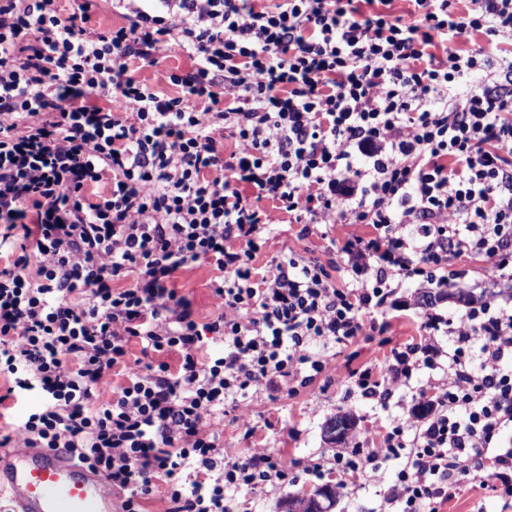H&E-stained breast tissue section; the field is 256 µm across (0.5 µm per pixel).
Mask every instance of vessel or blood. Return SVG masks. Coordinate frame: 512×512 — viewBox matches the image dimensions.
Listing matches in <instances>:
<instances>
[{"label": "vessel or blood", "instance_id": "b4317fda", "mask_svg": "<svg viewBox=\"0 0 512 512\" xmlns=\"http://www.w3.org/2000/svg\"><path fill=\"white\" fill-rule=\"evenodd\" d=\"M14 512H122V498L97 471L78 466L62 449H0V492Z\"/></svg>", "mask_w": 512, "mask_h": 512}]
</instances>
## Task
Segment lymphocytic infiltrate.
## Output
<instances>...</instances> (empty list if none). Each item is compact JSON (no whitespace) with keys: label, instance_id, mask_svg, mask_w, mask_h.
Returning <instances> with one entry per match:
<instances>
[{"label":"lymphocytic infiltrate","instance_id":"1","mask_svg":"<svg viewBox=\"0 0 512 512\" xmlns=\"http://www.w3.org/2000/svg\"><path fill=\"white\" fill-rule=\"evenodd\" d=\"M411 3L123 0V25L101 28L97 0H0V408L42 397L1 447L66 449L127 491L122 512H144L160 479L156 512H229L227 492L292 468L224 447L226 404L307 387L327 371L314 345L384 332L394 281L443 290L462 256L492 283L512 269V0ZM174 37L189 70L158 66ZM283 212L369 226L344 239V284L293 253L254 266ZM201 260L205 323L174 286ZM422 318L418 339L351 376L381 404L420 369L447 377L335 470L405 457L395 512H438L482 470L511 502L512 313Z\"/></svg>","mask_w":512,"mask_h":512}]
</instances>
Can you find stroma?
Segmentation results:
<instances>
[{
    "label": "stroma",
    "mask_w": 512,
    "mask_h": 512,
    "mask_svg": "<svg viewBox=\"0 0 512 512\" xmlns=\"http://www.w3.org/2000/svg\"><path fill=\"white\" fill-rule=\"evenodd\" d=\"M346 233V228L327 230L320 224L311 225L307 230L299 224L276 225L254 264L264 266L291 250L324 263L339 259L340 245ZM454 265L465 268L466 274L450 285L451 297L437 304V312L455 319L464 316L470 304L457 302L456 297L460 294L472 297L477 304L489 302L505 310L512 308V275L493 285L482 275L479 261L461 257L455 259ZM213 276L211 267L198 264L178 272L175 278L180 294L193 302L204 321L212 314ZM414 292L415 285L410 281L403 282L398 288L395 306L386 315L390 322L386 333L374 335L370 340H359L347 347L338 345L325 350L324 356L330 366L337 368L340 382L327 383L319 379L300 389L296 395L283 392L274 400L260 391L240 398L237 405L227 406L222 433L225 447L243 452L258 445L287 457L295 464L294 480L284 485L231 494V512H278L281 502L287 498L311 494L322 485H336L334 473L328 472L317 478L304 472L305 467L311 464L328 463L342 450L341 445L324 442L322 428L326 421L342 413L350 414L355 421V433L366 435L386 424L391 417L409 410L414 404L417 387L426 384L428 378H441L442 373L438 370L419 372L410 386L396 390L384 407L362 398L358 389L346 380L349 371L365 365L383 364L394 346L419 336L421 310L415 302ZM244 412L249 414L256 427L254 435L249 438L245 437L239 421L240 414ZM401 465V460L395 458L380 459L375 472L349 484L344 492L337 494L332 512H390L385 496ZM440 512H512V508L506 507L493 492L486 473L475 472L467 477L455 498L441 505Z\"/></svg>",
    "instance_id": "stroma-1"
}]
</instances>
